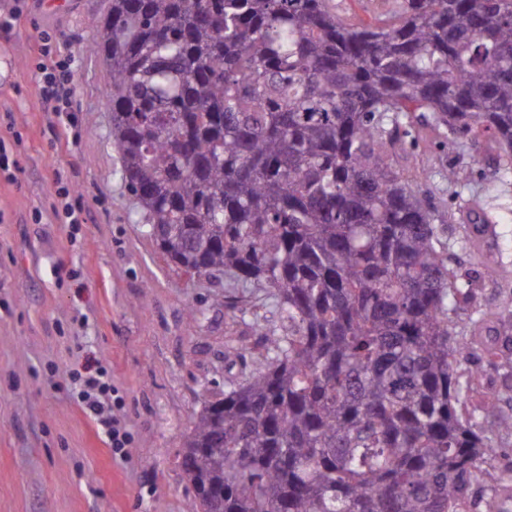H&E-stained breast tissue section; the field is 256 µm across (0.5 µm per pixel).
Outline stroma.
<instances>
[{"instance_id":"obj_1","label":"stroma","mask_w":512,"mask_h":512,"mask_svg":"<svg viewBox=\"0 0 512 512\" xmlns=\"http://www.w3.org/2000/svg\"><path fill=\"white\" fill-rule=\"evenodd\" d=\"M400 0H330L352 24L391 22ZM108 0H26L13 28L0 26V143L17 163L15 181L0 172V512H186L191 485L180 465L195 414L241 366L265 351L255 327L275 317L266 288H232L222 275H186L149 236L123 179L112 136L110 79L90 49L93 21ZM75 54V94L66 140L58 116L41 102V35ZM392 133L389 155L402 177L439 217V236L458 285L457 327L485 310L512 314V174L490 180L498 163L484 146L456 144L422 113ZM64 169L85 224L54 215V172ZM464 173L448 183L449 170ZM497 216L484 238V264L468 241V202ZM494 266V278L485 275ZM194 308L197 319L185 318ZM498 357L471 351L461 365L479 386L466 399L495 392L512 409V335L497 336ZM101 365L123 398L132 433L128 456L113 457L91 417L72 396L73 375Z\"/></svg>"}]
</instances>
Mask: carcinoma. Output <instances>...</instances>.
<instances>
[{"mask_svg": "<svg viewBox=\"0 0 512 512\" xmlns=\"http://www.w3.org/2000/svg\"><path fill=\"white\" fill-rule=\"evenodd\" d=\"M92 49L112 134L162 254L270 288L265 354L196 415L189 512H471L492 448L463 407L456 285L387 121L427 112L512 160V0H110ZM473 253L492 229L473 201ZM490 356L495 343L479 341ZM481 410L512 430V413ZM332 10L352 24L389 23L402 0H329Z\"/></svg>", "mask_w": 512, "mask_h": 512, "instance_id": "cac0c4a2", "label": "carcinoma"}]
</instances>
